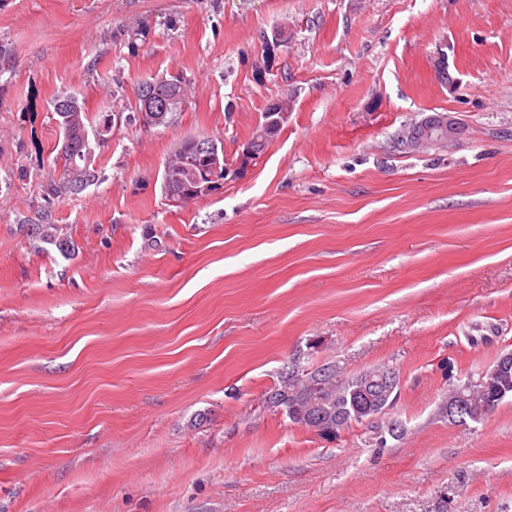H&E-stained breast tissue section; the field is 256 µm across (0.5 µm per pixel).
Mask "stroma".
Returning <instances> with one entry per match:
<instances>
[{"label":"stroma","instance_id":"35a3bbf8","mask_svg":"<svg viewBox=\"0 0 512 512\" xmlns=\"http://www.w3.org/2000/svg\"><path fill=\"white\" fill-rule=\"evenodd\" d=\"M173 73L172 123H127ZM63 93L124 120L53 198ZM434 113L462 135L396 148ZM199 136L224 187L168 205ZM510 350L512 0H0V512H512V399L441 412ZM295 364L397 369L404 435L291 423ZM49 211L42 212L38 218V224L34 222V224H25L29 227L28 230L31 232L30 234V244L35 250H43V247L39 245V242L45 244L55 245L56 248L64 255L70 256L72 252L74 253V245L67 238L60 236L58 234L59 227L57 224H49Z\"/></svg>","mask_w":512,"mask_h":512}]
</instances>
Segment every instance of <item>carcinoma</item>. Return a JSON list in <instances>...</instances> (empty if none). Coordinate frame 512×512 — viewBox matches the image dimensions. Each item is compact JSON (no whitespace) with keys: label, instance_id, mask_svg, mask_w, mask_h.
Segmentation results:
<instances>
[{"label":"carcinoma","instance_id":"1","mask_svg":"<svg viewBox=\"0 0 512 512\" xmlns=\"http://www.w3.org/2000/svg\"><path fill=\"white\" fill-rule=\"evenodd\" d=\"M157 93L167 99L166 112L162 113L159 126H166L173 120L174 115L182 110L186 99L183 85H171L162 83L157 87ZM54 110L58 116V122L62 127L68 129L72 134L71 141L74 144V152H61V147L53 146L57 151L56 160L61 162V175L59 180L53 182L49 188V194L57 196L63 193L74 192L75 187L85 189L87 186L97 182V172L86 165L80 166L81 159L76 156V151L81 148L82 139L89 127L100 136H105L111 130L112 120L110 115L102 116L98 125H93L91 118L78 101L70 95H60L54 101ZM214 161L207 152L191 148L183 155L170 161L169 169L164 173V180L167 181V189L171 194V200H178L186 194L193 181L202 170L212 167ZM30 241L33 249L42 250V244H52L64 255H71L74 252V245L67 238L58 234L59 227L49 223L48 212H42L37 222L31 225ZM378 370L374 366L356 375L344 378L341 384L334 389L324 387L323 378L328 371H336V367L328 366L316 368L309 372L299 373L292 370L282 377L281 385L272 391L275 400L271 401L272 406L281 407L291 423L300 422V412L308 408L309 402L316 404L315 413L323 424L322 435L332 436L347 423L363 422L367 419L365 415H357L356 408L362 400L360 388L370 373ZM474 392L469 399L470 413L467 420L479 423L488 416V412L495 411L501 403L512 398V371L500 377H493L489 374L481 375L472 381ZM347 414V421L342 424L336 423V415ZM400 422L389 418L386 422L375 426L377 442L386 441V437L393 439L401 436L402 431L398 429Z\"/></svg>","mask_w":512,"mask_h":512}]
</instances>
